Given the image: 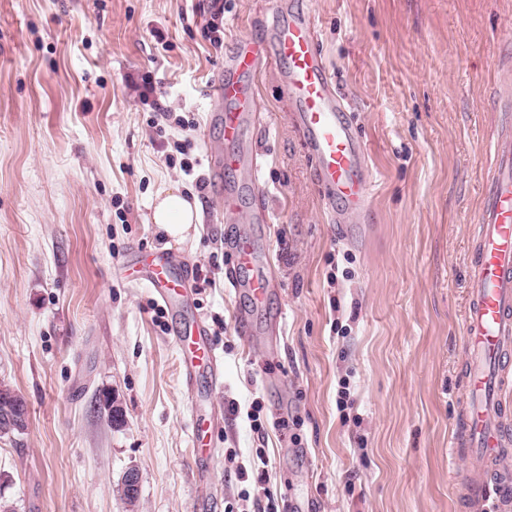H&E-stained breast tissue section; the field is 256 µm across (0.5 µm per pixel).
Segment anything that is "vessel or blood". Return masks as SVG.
I'll return each instance as SVG.
<instances>
[{
	"instance_id": "obj_1",
	"label": "vessel or blood",
	"mask_w": 512,
	"mask_h": 512,
	"mask_svg": "<svg viewBox=\"0 0 512 512\" xmlns=\"http://www.w3.org/2000/svg\"><path fill=\"white\" fill-rule=\"evenodd\" d=\"M273 61L286 66L284 91L315 160L316 182L333 206L332 219L362 223L371 201L366 150L317 51L307 15L278 21L270 41L240 39L235 54L225 61L213 91L223 135L222 145L209 150L213 186L223 189L229 167L239 172L250 192L261 188L258 154L242 142L258 117L255 79ZM228 143L235 145V152H225ZM494 153L496 173L484 192L474 232L465 322L468 364L457 427L459 448L481 461L465 482L466 496L478 502L490 492L512 489V469L504 465L512 456V404L505 399L512 389V371L506 367L512 358V134L496 141ZM231 250L237 269L228 273L229 285L246 289L254 306L263 305L272 286L268 257L260 256L241 235ZM132 269L169 312L179 311L186 277L169 253L136 255ZM175 342L187 383L201 373H216L219 355L200 319L182 322Z\"/></svg>"
}]
</instances>
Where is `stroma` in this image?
I'll use <instances>...</instances> for the list:
<instances>
[{
  "mask_svg": "<svg viewBox=\"0 0 512 512\" xmlns=\"http://www.w3.org/2000/svg\"><path fill=\"white\" fill-rule=\"evenodd\" d=\"M313 18L318 47L368 156L363 230L332 223L282 93L257 81L267 224L251 225L277 278L263 306L227 288L224 199L207 175L211 86L241 37L270 35V0H0V383L27 404L0 439L16 512H250L249 457L290 512H512L471 505L477 459L452 453L465 367L472 236L503 122L512 0H279ZM224 29L223 48L207 28ZM194 129L154 127L158 106ZM187 142L193 174L167 162ZM197 199L185 242L153 224L157 193ZM173 252L198 273L192 311L210 328L225 416L196 463L178 321L123 266ZM284 312L282 335L271 320ZM248 314L250 338L236 319ZM352 407L340 416V386ZM111 391L114 425L99 408ZM258 410L262 432L247 413ZM140 473L136 503L117 485Z\"/></svg>",
  "mask_w": 512,
  "mask_h": 512,
  "instance_id": "obj_1",
  "label": "stroma"
}]
</instances>
